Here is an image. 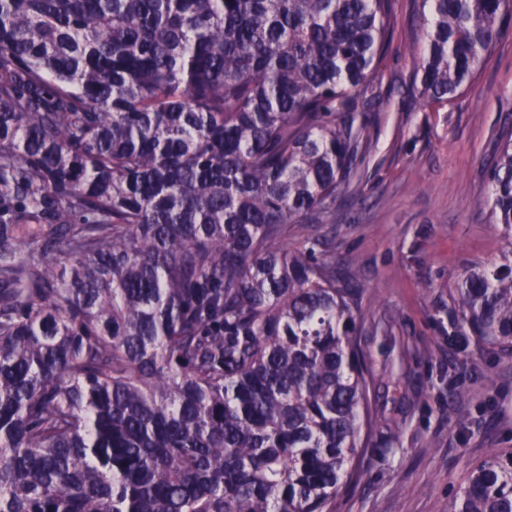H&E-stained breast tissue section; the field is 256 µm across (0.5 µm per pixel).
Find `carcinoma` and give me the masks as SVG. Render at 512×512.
<instances>
[{
    "mask_svg": "<svg viewBox=\"0 0 512 512\" xmlns=\"http://www.w3.org/2000/svg\"><path fill=\"white\" fill-rule=\"evenodd\" d=\"M394 0H0V512H336L376 426L363 288L288 225L353 191ZM421 105L512 0H423ZM487 196L512 231V138ZM512 352V238L459 275ZM451 512H512V453Z\"/></svg>",
    "mask_w": 512,
    "mask_h": 512,
    "instance_id": "obj_1",
    "label": "carcinoma"
}]
</instances>
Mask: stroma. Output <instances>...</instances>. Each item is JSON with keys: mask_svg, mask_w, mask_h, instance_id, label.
<instances>
[{"mask_svg": "<svg viewBox=\"0 0 512 512\" xmlns=\"http://www.w3.org/2000/svg\"><path fill=\"white\" fill-rule=\"evenodd\" d=\"M394 29L373 76L383 96L355 198L323 223L288 227L289 248L315 242L318 258H336L365 287L361 345L377 426L336 512H448L472 463L512 452V354L459 334L454 304L461 269L496 261L505 247L486 196L500 144L512 137V35L461 97L427 112L414 80L421 0H397Z\"/></svg>", "mask_w": 512, "mask_h": 512, "instance_id": "stroma-1", "label": "stroma"}]
</instances>
